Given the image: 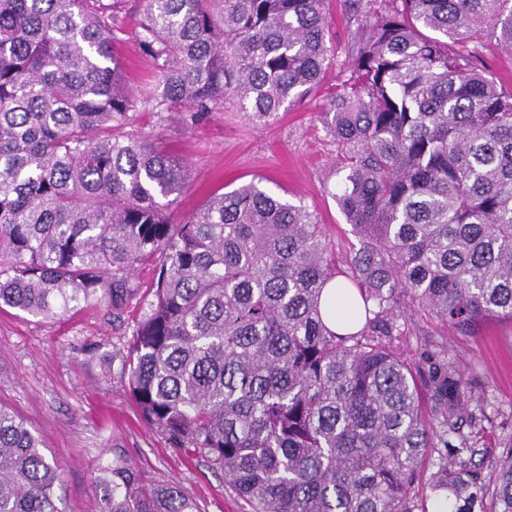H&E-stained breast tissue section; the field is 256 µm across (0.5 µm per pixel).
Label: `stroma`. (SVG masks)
I'll return each mask as SVG.
<instances>
[{
	"instance_id": "1",
	"label": "stroma",
	"mask_w": 512,
	"mask_h": 512,
	"mask_svg": "<svg viewBox=\"0 0 512 512\" xmlns=\"http://www.w3.org/2000/svg\"><path fill=\"white\" fill-rule=\"evenodd\" d=\"M135 23L126 19L118 50L130 83L139 89L149 84L153 68L133 36ZM339 82L340 65L330 63L307 97L261 124L229 103L191 127L160 121L151 106H141V131L158 135L190 169L178 212H191L212 193L260 176L267 191L291 201L303 198L334 243L337 260H344L354 236L327 192L335 182L339 149L318 118ZM139 314L134 301L118 316L93 306L52 321L1 309L0 406L23 420L54 457L64 512H98L93 478L117 452L145 481L179 487L200 512H251L205 457L173 447L160 430L141 422L124 370ZM400 323L403 334L396 343L408 359L438 354L483 399L486 417L476 429L473 461L487 466L512 438V321L490 317L460 332L411 305Z\"/></svg>"
}]
</instances>
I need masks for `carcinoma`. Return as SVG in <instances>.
<instances>
[{
	"label": "carcinoma",
	"mask_w": 512,
	"mask_h": 512,
	"mask_svg": "<svg viewBox=\"0 0 512 512\" xmlns=\"http://www.w3.org/2000/svg\"><path fill=\"white\" fill-rule=\"evenodd\" d=\"M118 2L0 0V308L49 320L140 298L124 364L141 418L252 512H428L425 488L453 512H512V439L486 479L471 383L394 344L407 301L461 331L512 320V90L476 66L489 27L512 50V0H350L347 75L320 113L356 238L340 264L316 213L259 180L178 215L188 166L139 129L140 103L195 124L302 101L335 59L326 0H140L161 91L139 96ZM334 282L359 292L354 332L326 324ZM58 489L0 408V512H62ZM95 494L99 512H199L119 455Z\"/></svg>",
	"instance_id": "obj_1"
}]
</instances>
